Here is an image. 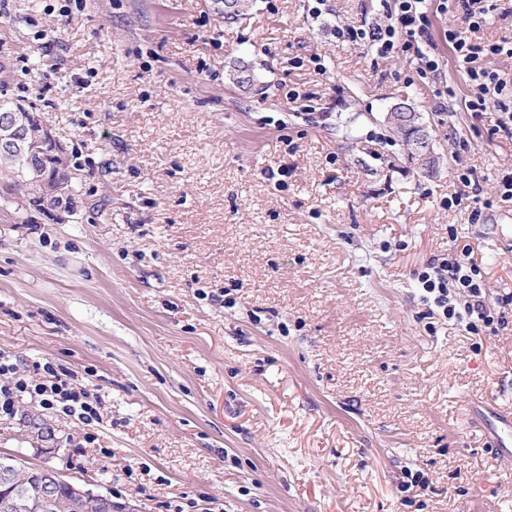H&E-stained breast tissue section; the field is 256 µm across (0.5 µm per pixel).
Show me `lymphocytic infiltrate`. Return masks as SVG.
Here are the masks:
<instances>
[{
    "label": "lymphocytic infiltrate",
    "mask_w": 512,
    "mask_h": 512,
    "mask_svg": "<svg viewBox=\"0 0 512 512\" xmlns=\"http://www.w3.org/2000/svg\"><path fill=\"white\" fill-rule=\"evenodd\" d=\"M388 22L369 27L336 28L338 40L385 59L401 58L413 65L419 78L436 79L443 62L431 37L428 0H381ZM440 11L458 16L444 38L454 52L455 65L468 87L462 104L474 116L488 117L491 133L512 135V76L499 61L512 60V38L482 43L471 35L489 21L497 6L492 0H439ZM424 303L434 305L445 318L477 335L507 321L512 292L491 297L481 268L468 251L449 250L446 257L431 260L416 273ZM31 400L49 415L77 420L88 431L86 443H94V426L103 421L101 397L89 377L44 364L41 375L21 372L15 355L0 350V420L16 417L21 402Z\"/></svg>",
    "instance_id": "1"
}]
</instances>
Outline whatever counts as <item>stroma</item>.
<instances>
[{"label":"stroma","mask_w":512,"mask_h":512,"mask_svg":"<svg viewBox=\"0 0 512 512\" xmlns=\"http://www.w3.org/2000/svg\"><path fill=\"white\" fill-rule=\"evenodd\" d=\"M66 4L0 0L5 92L74 176L68 211L0 180V350L92 371L104 418L88 444L24 402L0 457L136 512H512V458L473 418L512 405V320L468 334L414 278L466 246L512 292V138L460 105L452 14L432 16L431 84L336 39L379 0H257L234 23L219 0ZM314 54L326 72L297 66ZM402 102L432 175L384 122ZM462 167L476 224L443 205Z\"/></svg>","instance_id":"stroma-1"}]
</instances>
